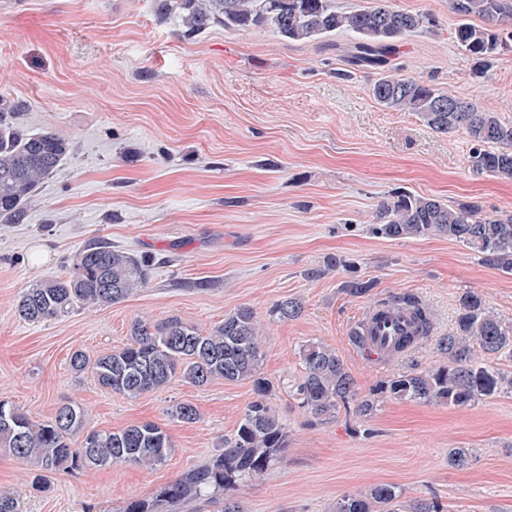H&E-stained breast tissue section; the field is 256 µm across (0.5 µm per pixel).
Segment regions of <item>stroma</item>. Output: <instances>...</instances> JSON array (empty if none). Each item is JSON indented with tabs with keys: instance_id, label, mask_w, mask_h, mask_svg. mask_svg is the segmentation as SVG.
I'll use <instances>...</instances> for the list:
<instances>
[{
	"instance_id": "1",
	"label": "stroma",
	"mask_w": 512,
	"mask_h": 512,
	"mask_svg": "<svg viewBox=\"0 0 512 512\" xmlns=\"http://www.w3.org/2000/svg\"><path fill=\"white\" fill-rule=\"evenodd\" d=\"M392 3L431 22L403 42L391 72L512 122V49L473 77L448 0ZM351 43L345 34L292 43L269 28L220 25L187 40L176 19L157 17L154 0H0V97L26 102L30 131L71 140L25 222L0 225V399L38 422L76 400L88 427L152 422L173 443L155 470L62 472L44 492L31 488L33 465L0 451V491L17 494L20 512H119L222 449L253 398L249 382L177 380L130 400L73 373L70 358L122 347L137 320L174 317L207 330L241 307L263 330L261 370L288 430L283 458L238 486L243 512H329L377 484L407 500L438 496L446 512H512V394L466 408L386 398L351 427L341 416L314 422L292 398L309 342L335 349L365 397L435 364L434 338L452 328L466 292L512 323V275L462 243L370 234L377 205L400 191L512 213V180L472 174L464 131L440 134L415 113L379 105L370 86L380 73L348 65ZM99 238L152 259L147 284L120 303L20 319L23 289L63 273ZM352 276L374 281L370 295L343 291ZM404 292L429 307L434 337L388 362L367 358L350 344L351 329L374 300ZM285 297L303 302L302 315L272 319ZM178 402L194 404L199 420L173 421ZM455 448L470 449L469 464L449 465Z\"/></svg>"
}]
</instances>
